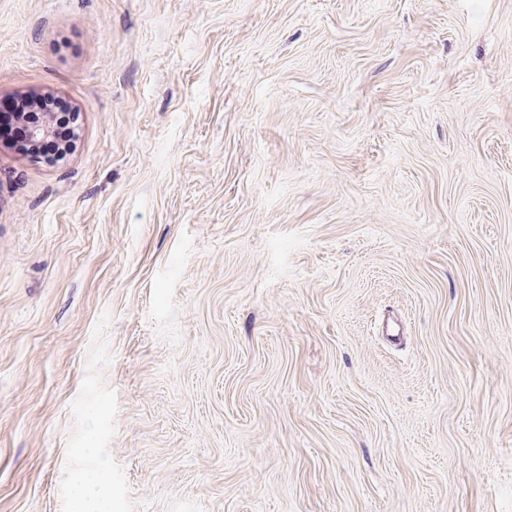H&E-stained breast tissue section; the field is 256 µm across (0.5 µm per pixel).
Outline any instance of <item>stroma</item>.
<instances>
[{"label": "stroma", "mask_w": 512, "mask_h": 512, "mask_svg": "<svg viewBox=\"0 0 512 512\" xmlns=\"http://www.w3.org/2000/svg\"><path fill=\"white\" fill-rule=\"evenodd\" d=\"M0 512H512V0H0ZM26 112L41 113L42 115H44V113H51L53 115V124L57 134L52 151L35 147L27 149L26 153H33L57 160L64 158L66 151L76 135L75 132L78 117L74 110L69 106L61 104L60 99L47 95L46 97L41 98V101L36 107L25 112H15V115L19 118H24L27 114ZM22 138L31 144H40L48 140L52 135L51 120L47 115L37 124L27 123L20 130Z\"/></svg>", "instance_id": "obj_1"}]
</instances>
